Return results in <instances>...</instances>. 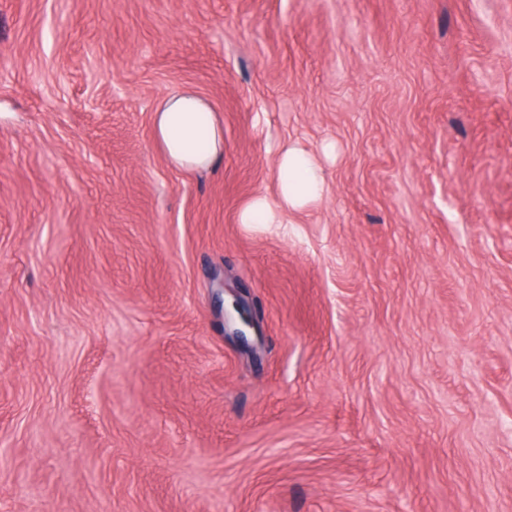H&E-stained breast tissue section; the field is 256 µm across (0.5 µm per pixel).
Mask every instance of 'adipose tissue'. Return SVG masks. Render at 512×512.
Instances as JSON below:
<instances>
[{
	"label": "adipose tissue",
	"mask_w": 512,
	"mask_h": 512,
	"mask_svg": "<svg viewBox=\"0 0 512 512\" xmlns=\"http://www.w3.org/2000/svg\"><path fill=\"white\" fill-rule=\"evenodd\" d=\"M153 138L170 167L202 171L224 153V129L210 105L192 91L168 97L153 115ZM325 190L323 168L304 148L283 147L277 165L275 197L252 198L240 214L244 224H282L289 213L307 207Z\"/></svg>",
	"instance_id": "1"
}]
</instances>
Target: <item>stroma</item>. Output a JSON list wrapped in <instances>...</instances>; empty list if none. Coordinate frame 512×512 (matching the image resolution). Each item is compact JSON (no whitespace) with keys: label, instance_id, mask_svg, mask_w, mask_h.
I'll return each instance as SVG.
<instances>
[{"label":"stroma","instance_id":"stroma-1","mask_svg":"<svg viewBox=\"0 0 512 512\" xmlns=\"http://www.w3.org/2000/svg\"><path fill=\"white\" fill-rule=\"evenodd\" d=\"M0 512H512V0H0ZM152 131L169 166L178 170L209 169L224 153V127L210 105L190 90L157 108ZM324 190L325 177L317 158L297 144H289L278 159L276 196L252 198L240 214V223L284 224L289 213L304 209Z\"/></svg>","mask_w":512,"mask_h":512}]
</instances>
